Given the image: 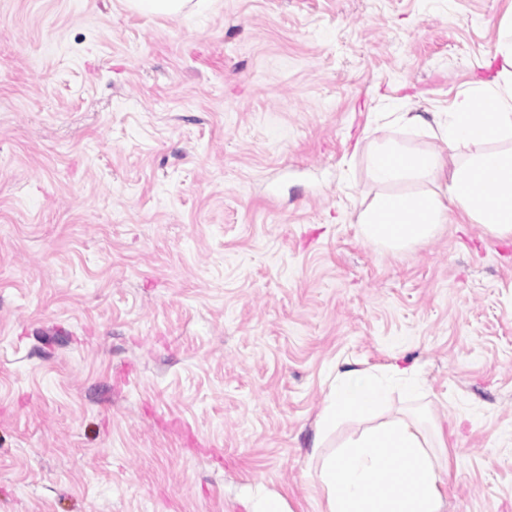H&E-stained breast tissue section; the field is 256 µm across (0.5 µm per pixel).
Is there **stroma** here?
Segmentation results:
<instances>
[{
  "label": "stroma",
  "instance_id": "35a3bbf8",
  "mask_svg": "<svg viewBox=\"0 0 512 512\" xmlns=\"http://www.w3.org/2000/svg\"><path fill=\"white\" fill-rule=\"evenodd\" d=\"M0 0V512H320L338 367L410 369L445 512H512V237L392 250L373 153L435 144L512 0ZM135 9L151 13L172 14L181 12L191 0H128Z\"/></svg>",
  "mask_w": 512,
  "mask_h": 512
}]
</instances>
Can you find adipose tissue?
I'll use <instances>...</instances> for the list:
<instances>
[{
  "mask_svg": "<svg viewBox=\"0 0 512 512\" xmlns=\"http://www.w3.org/2000/svg\"><path fill=\"white\" fill-rule=\"evenodd\" d=\"M503 27L494 46L501 66L492 82L455 100L435 122L409 112L399 113V122L409 127L434 124V136L449 146L511 140L512 19ZM481 98L492 100V111H475ZM370 172L384 191L358 217L359 232L366 239L393 249L426 242L455 212L492 233L512 236V151L481 152L451 167L437 151L419 154L387 147L373 156ZM411 181L430 182L434 188L417 195L392 193V186ZM398 389L419 393L411 371L338 372L316 422L318 435L343 420L371 416ZM443 474L430 438L413 420L397 417L365 427L323 456L317 480L324 512H442Z\"/></svg>",
  "mask_w": 512,
  "mask_h": 512,
  "instance_id": "obj_1",
  "label": "adipose tissue"
}]
</instances>
